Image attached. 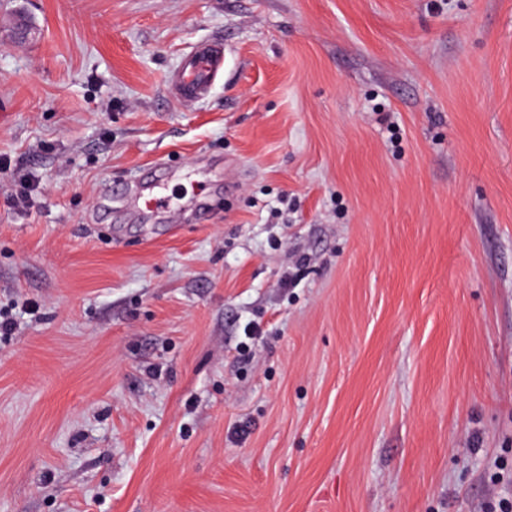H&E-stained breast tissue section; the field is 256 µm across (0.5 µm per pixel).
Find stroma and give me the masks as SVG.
Instances as JSON below:
<instances>
[{
  "label": "stroma",
  "mask_w": 512,
  "mask_h": 512,
  "mask_svg": "<svg viewBox=\"0 0 512 512\" xmlns=\"http://www.w3.org/2000/svg\"><path fill=\"white\" fill-rule=\"evenodd\" d=\"M0 157V512L512 500V0H0ZM224 65V44L213 40L195 45L186 54L174 75L171 91L177 98L192 102L209 94Z\"/></svg>",
  "instance_id": "stroma-1"
}]
</instances>
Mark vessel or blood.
Listing matches in <instances>:
<instances>
[{"mask_svg": "<svg viewBox=\"0 0 512 512\" xmlns=\"http://www.w3.org/2000/svg\"><path fill=\"white\" fill-rule=\"evenodd\" d=\"M223 65L224 45L221 41L195 45L172 79V92L186 102L207 96Z\"/></svg>", "mask_w": 512, "mask_h": 512, "instance_id": "obj_1", "label": "vessel or blood"}]
</instances>
